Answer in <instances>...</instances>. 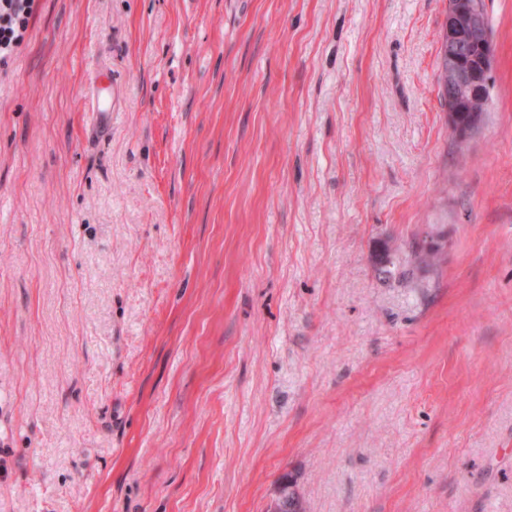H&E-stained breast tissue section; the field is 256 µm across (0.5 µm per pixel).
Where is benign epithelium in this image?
<instances>
[{"mask_svg": "<svg viewBox=\"0 0 512 512\" xmlns=\"http://www.w3.org/2000/svg\"><path fill=\"white\" fill-rule=\"evenodd\" d=\"M484 11L478 0L466 7L448 4L441 37V56L446 63L441 91L448 102V123L463 140L475 129L483 112L490 107L485 86L490 83L495 48L491 42L482 44L479 70L463 66L477 37L484 36Z\"/></svg>", "mask_w": 512, "mask_h": 512, "instance_id": "7a95c632", "label": "benign epithelium"}]
</instances>
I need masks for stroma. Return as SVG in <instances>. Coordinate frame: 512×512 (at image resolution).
I'll use <instances>...</instances> for the list:
<instances>
[{
    "label": "stroma",
    "mask_w": 512,
    "mask_h": 512,
    "mask_svg": "<svg viewBox=\"0 0 512 512\" xmlns=\"http://www.w3.org/2000/svg\"><path fill=\"white\" fill-rule=\"evenodd\" d=\"M485 3L459 148L447 0H41L0 70V512H266L285 475L309 512H512ZM478 1L471 0L467 7L448 2L440 44L441 56L448 70H443V78L442 64L441 68L439 66L438 87L441 83L445 99L441 96L440 89L439 97L444 104L445 100L448 102V123L461 140L468 137L477 126L482 112L490 107L485 86L490 83L495 48L489 38L488 43H481L479 70L473 72L463 66L477 37L487 33V26L493 36L487 15V26L483 23L484 11ZM117 83L109 79L106 86L100 87L96 92L95 115L98 127L111 126L112 112H115L117 99Z\"/></svg>",
    "instance_id": "1"
}]
</instances>
